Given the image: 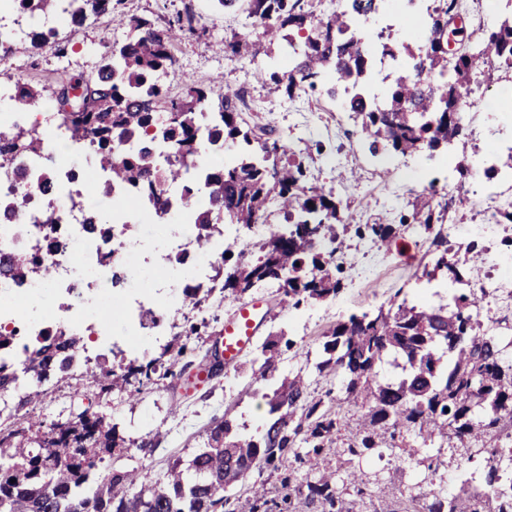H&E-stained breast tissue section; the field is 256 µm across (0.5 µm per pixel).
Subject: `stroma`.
Instances as JSON below:
<instances>
[{"mask_svg":"<svg viewBox=\"0 0 512 512\" xmlns=\"http://www.w3.org/2000/svg\"><path fill=\"white\" fill-rule=\"evenodd\" d=\"M187 7L206 33L183 37L176 44L175 71L161 77L169 98H182L188 79L211 86L218 95L228 85L243 87L253 107L250 121L270 124L272 138L303 160L311 183L334 190L343 202V220L351 226L344 236L339 261L342 289L336 298L294 308L280 303L272 288L260 287L247 294L251 300L265 299L275 311L274 317L263 323L260 337L282 332L299 347V357H287L279 366L281 374L294 373L305 365L304 351H321L322 334L338 316L387 304L396 292L407 290L410 283L418 281L423 267L431 264V235L408 220L412 193L428 190L435 181L444 185L460 180L458 165L475 168V175L462 180L458 189L459 194L468 196L467 205L450 201L444 188L436 200L445 206V223L465 228L480 223L473 200L486 175L478 170L477 160L479 155L493 152L497 138L512 134V70L495 72L491 80L480 81L473 95L474 105L463 109L467 150L442 148L429 157L371 155L359 125L339 100L328 98L320 88L301 89L294 97H287L276 89L265 59L249 63L230 57L224 51L225 40L250 32V20L245 7L225 10L216 0H121L111 12L82 26L62 25L57 40L46 42L38 51L19 43L9 66L24 82L33 85L53 84L63 71L77 78H92L100 66L101 42L124 40L131 17H145L162 25ZM350 168L359 173L358 181L341 180V172ZM356 224L395 226L397 234L391 250L372 247L369 238L357 237L352 230ZM353 258L367 268L362 280L354 278L349 264ZM233 306V301L221 299L215 291L199 308L174 305L164 314L167 337L186 331L192 324L198 328L197 334L186 341L185 358L191 367L183 375L155 378L135 396L119 391L101 394L99 383L87 376L77 395L64 384L47 381L37 405L24 404L22 393L10 395L7 410L0 413V431L23 428L32 415L50 424L75 422L81 414L93 413L117 423L130 440L158 432V444L151 453H125L117 448L111 458L114 466L157 474L166 469L169 460L189 457L201 447L212 422L222 418L225 411L256 424L257 410L265 405L260 396L264 383L253 382L249 373L234 366L217 377H196L219 337L225 313ZM110 324L116 346L101 345L94 336L85 339L87 355H104L107 367L118 368L132 358L158 357L166 346L165 340L130 335L127 318L111 319Z\"/></svg>","mask_w":512,"mask_h":512,"instance_id":"1","label":"stroma"}]
</instances>
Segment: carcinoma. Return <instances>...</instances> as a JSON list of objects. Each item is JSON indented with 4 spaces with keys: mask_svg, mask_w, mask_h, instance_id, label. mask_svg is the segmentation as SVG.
I'll return each instance as SVG.
<instances>
[{
    "mask_svg": "<svg viewBox=\"0 0 512 512\" xmlns=\"http://www.w3.org/2000/svg\"><path fill=\"white\" fill-rule=\"evenodd\" d=\"M63 20L81 25L112 11V0H66ZM253 32L224 43L233 57L256 59L264 43L282 44L284 54L273 58L271 79L288 96L306 85L314 88L327 80V95L338 89L359 121L370 153L414 155L433 152L452 142L466 144L460 108L468 104L477 71L512 68V11L501 13L497 24L483 31L480 49L448 57V14L458 11L459 0H432L421 14L418 46L395 39L387 26L368 40L355 21L379 14L385 0H344L342 9L327 20L314 21L302 0H246ZM31 12L52 14L57 0H20ZM126 41L102 45L97 76L72 80L59 77L52 91L62 123L75 140L92 138L97 164L112 174V184L142 193L149 213L158 223L169 214L167 197L157 184L155 151L144 148L120 155L117 138L146 136L163 141L175 152L163 182L182 186L195 163L200 143L222 140L235 148L228 162L216 161L207 175L210 204L189 200L197 227L196 246L206 250L217 232L218 221L248 231L257 224L267 228L260 242L261 255L244 259L240 237L224 239V297L241 299L260 282H279L280 302L294 308L310 301L334 298L340 282L332 274L335 253L348 225L342 223V200L308 182L302 162L286 159L278 142L267 146L270 134L245 122L249 111L245 91L228 87L212 100L210 89L195 83L186 95L169 101L171 119L155 122L157 105L167 90L157 75L172 68V49L180 35L194 34L198 20L190 12L161 26L143 17L129 22ZM303 37L297 48L296 37ZM389 61L384 94L369 91L377 64ZM454 82L444 80L448 70ZM45 97L44 90L22 84L16 103L23 106ZM39 139L22 131L0 129V167H8L21 153H36ZM282 222L267 223L272 213ZM411 218L428 233L437 257L432 268H423L428 281L439 277L461 281L459 264L481 270L483 259L474 247L458 257L454 243L433 225L443 222L433 198L415 199ZM388 248L394 238L390 224L356 228ZM237 255L230 262L226 254ZM0 272L24 282L46 273L36 254L15 257L0 264ZM482 297L473 288L453 295L442 306L391 300L375 312L352 314L323 333V352L314 364L319 376L333 375L336 391L316 398L303 371L276 375L285 352L294 341L281 333L266 338L242 366L266 381L268 419L260 431L246 432L231 412L213 423L204 447L195 451L188 466L181 459L149 482L135 470L104 467L103 452L114 448L147 453L156 446L148 433L126 442L115 423L82 415L77 427L30 419L26 430L35 434L38 448L0 437V512H495L486 496L507 484L508 467L500 461L485 462L453 489L439 474L445 463L462 454L483 451L487 440L512 439V359L497 336L480 335ZM85 351L83 338L57 326L47 336H37L24 346L25 371L35 385L25 403L36 402L38 385L53 377L73 380L72 369ZM392 356L403 362L405 377L389 381L376 368ZM156 357L145 364L134 361L124 372H96L105 379L101 391L118 384L151 380L153 375L175 376L191 366ZM12 362L0 361V390L16 382ZM439 443L434 455L411 453L415 441ZM377 448L399 449L397 461L414 462L426 473L427 489L402 487L377 472L356 470L353 465ZM336 454V464L328 460ZM270 471L272 487L254 478Z\"/></svg>",
    "mask_w": 512,
    "mask_h": 512,
    "instance_id": "cac0c4a2",
    "label": "carcinoma"
}]
</instances>
